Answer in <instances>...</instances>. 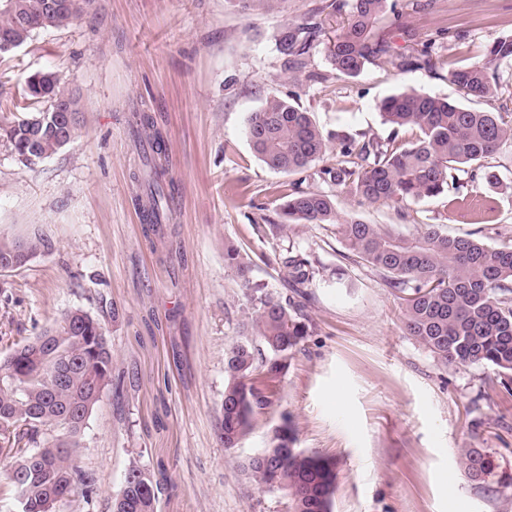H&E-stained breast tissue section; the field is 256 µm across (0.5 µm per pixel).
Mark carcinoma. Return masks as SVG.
Masks as SVG:
<instances>
[{"label":"carcinoma","instance_id":"cac0c4a2","mask_svg":"<svg viewBox=\"0 0 512 512\" xmlns=\"http://www.w3.org/2000/svg\"><path fill=\"white\" fill-rule=\"evenodd\" d=\"M61 8L47 12L41 0H0V42L13 48L24 45L33 31L61 28L81 18L90 0H62ZM244 15L273 12L285 0H230ZM340 12L349 8L347 25L325 48L336 74L354 77L369 61L388 55L391 46L374 37V31L396 3L389 0H331ZM314 28L290 25L277 39L278 50L288 67L305 68ZM512 60V35L489 40L483 62L453 65L451 82L464 97L484 99L494 94L488 69ZM46 99V110H29L28 101ZM66 105L80 115L78 101L60 86L51 70L26 80L25 100H12L6 110H23L17 120L0 124V139L15 156L34 164L62 148L58 135L39 127L40 119ZM384 121L397 129L417 130L414 139L382 145L359 141L349 133H336L342 159L317 171L320 178L358 199L399 205L409 200L440 195L448 181L460 172L471 179L497 181L487 159L503 147H512V118L506 112L471 109L445 98L406 88L380 105ZM257 156L282 173L303 172L323 159L329 137L310 116L289 101L270 95L253 113L246 128ZM148 185L142 209L149 225L162 223L166 205L174 197L166 171L154 164L144 173ZM288 219L304 224H332L339 239L359 262L384 275L389 287L404 301L407 335L446 366L478 365L492 368L500 384L512 390V243L491 245L472 236L450 237L437 224H421L409 234L356 217H340L331 196L293 185L282 194ZM43 246L34 236L26 240L0 239V270L25 265ZM227 266L236 270L247 290L254 316L245 325L252 339L236 341L224 359V407L221 439L234 447L254 428L256 418L274 404L270 383L287 368L290 355L313 329L303 307L290 297L273 296L250 279L251 266L240 248L224 252ZM290 288L305 295L313 278L311 263L287 256ZM68 380L54 383L58 368ZM121 385L112 378V351L99 319L75 309L65 313L61 324L50 328L13 350L0 361V440L14 450V461L34 458L35 477L22 485V512H54L49 498L60 503L77 492L93 493L92 479L77 463L79 438L106 389ZM276 429L260 457L242 465L247 478L261 488L280 490L289 498L290 512H332L337 490L335 463L328 457L294 448L295 438L288 415ZM60 433L42 435V428ZM460 468L472 477L486 471L474 448L458 450ZM121 498L113 512H156L160 482L138 467L131 468Z\"/></svg>","mask_w":512,"mask_h":512}]
</instances>
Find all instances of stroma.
Masks as SVG:
<instances>
[{
	"label": "stroma",
	"mask_w": 512,
	"mask_h": 512,
	"mask_svg": "<svg viewBox=\"0 0 512 512\" xmlns=\"http://www.w3.org/2000/svg\"><path fill=\"white\" fill-rule=\"evenodd\" d=\"M399 22L376 29L393 54L357 76L336 75L325 45L346 12L326 0H286L243 15L231 0H92L81 19L35 30L0 56V103L28 76L56 72L78 98L73 141L34 165L0 141V238L41 234L48 248L0 271V360L80 308L100 320L120 392H106L81 436L78 462L95 480L60 512H112L131 466L164 475L158 512H288V497L252 484L242 463L266 448L290 415L297 448L334 458L333 512H512V394L491 369L448 367L403 329L400 301L330 224L285 225V186L332 196L342 215L413 232L512 239V147L491 158L496 186L461 176L447 192L402 208L362 204L312 171L270 169L245 134L276 94L310 113L324 133L381 143L411 129L385 124L380 103L404 88L461 100L448 64L483 61L488 41L512 35V0H397ZM317 26L307 66L289 72L277 47L291 24ZM443 61L408 67L425 44ZM144 112L153 129L137 126ZM160 132L175 198L162 231H146L137 180ZM242 247L250 277L287 293L288 253L316 275L304 312L314 333L291 356L273 408L235 447L219 436L224 357L251 303L224 246ZM473 448L488 474L460 470Z\"/></svg>",
	"instance_id": "35a3bbf8"
}]
</instances>
